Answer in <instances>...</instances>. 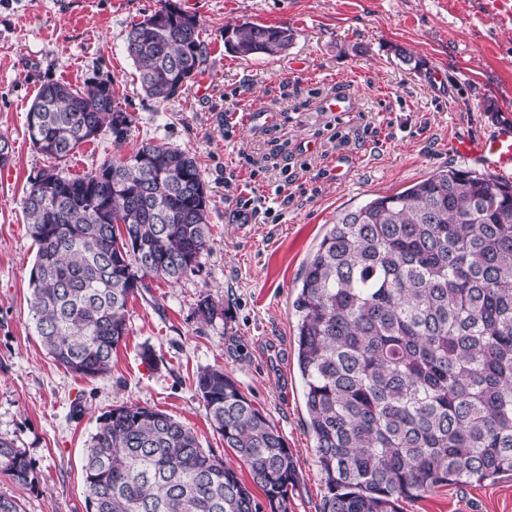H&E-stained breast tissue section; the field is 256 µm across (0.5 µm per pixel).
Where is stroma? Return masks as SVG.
I'll list each match as a JSON object with an SVG mask.
<instances>
[{
  "label": "stroma",
  "mask_w": 512,
  "mask_h": 512,
  "mask_svg": "<svg viewBox=\"0 0 512 512\" xmlns=\"http://www.w3.org/2000/svg\"><path fill=\"white\" fill-rule=\"evenodd\" d=\"M194 14L207 46L205 70L173 102L146 97L125 51L134 23L158 0H0V438L35 465L21 486L0 475V493L25 512H87L82 459L98 420L136 404L191 427L203 447L242 480L249 471L210 426L195 388L220 366L284 437L299 479L289 512H321L326 493L308 428L292 303L303 266L337 211L392 194L437 170H472L453 137L512 125V22L489 19L479 0H173ZM246 21L292 28L281 55L242 57L224 27ZM402 48L419 69L394 54ZM112 82L132 117L128 147L166 143L195 157L211 198V248L178 282L153 279L130 300L128 333L104 378L83 379L40 344L29 313L37 247L22 212L27 182L55 161L35 150L27 113L44 83ZM350 102L342 115L331 98ZM240 112L237 122L226 112ZM308 163L288 201L272 193L284 166ZM235 175L272 196L276 223H243ZM222 309L198 320L199 300ZM156 353L143 362L144 348ZM403 512H512V479L444 486L404 502Z\"/></svg>",
  "instance_id": "35a3bbf8"
}]
</instances>
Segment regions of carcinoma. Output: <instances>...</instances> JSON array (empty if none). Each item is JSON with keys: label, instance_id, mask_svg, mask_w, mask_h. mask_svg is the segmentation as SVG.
I'll return each instance as SVG.
<instances>
[{"label": "carcinoma", "instance_id": "carcinoma-1", "mask_svg": "<svg viewBox=\"0 0 512 512\" xmlns=\"http://www.w3.org/2000/svg\"><path fill=\"white\" fill-rule=\"evenodd\" d=\"M132 25L125 50L146 96L178 97L204 71L200 21L171 0ZM294 32L224 29L243 57L278 56ZM27 126L57 165L29 178L23 214L37 245L29 307L47 354L102 378L146 279L179 281L210 249L209 196L195 159L143 141L79 177L74 151L131 116L112 82L41 86ZM297 362L318 463L322 512H401L441 486L512 477V184L440 170L341 211L306 261L293 302ZM219 311L210 298L199 320ZM214 432L248 468L270 512H288L296 462L266 413L221 367L196 377ZM0 473L34 482L32 462L0 438ZM90 512H260L250 488L195 431L134 404L104 414L84 459Z\"/></svg>", "mask_w": 512, "mask_h": 512}]
</instances>
